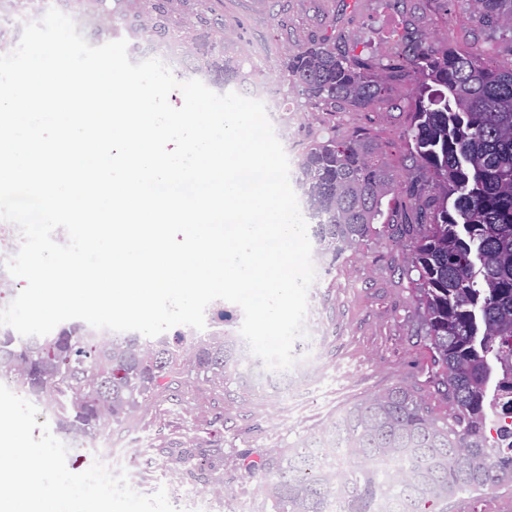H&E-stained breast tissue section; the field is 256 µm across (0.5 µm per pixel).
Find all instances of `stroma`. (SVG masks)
I'll return each instance as SVG.
<instances>
[{
  "label": "stroma",
  "mask_w": 512,
  "mask_h": 512,
  "mask_svg": "<svg viewBox=\"0 0 512 512\" xmlns=\"http://www.w3.org/2000/svg\"><path fill=\"white\" fill-rule=\"evenodd\" d=\"M224 37L243 79L210 89L232 91L263 103H292L288 112L269 119L290 164V183L306 202L299 164L311 134L335 129L337 136L359 133L382 147L393 175L394 214L409 207L410 190L434 193L436 186L422 164L409 158L405 133L413 113L417 79L391 81L377 109L346 107L333 112L294 105V92L281 79L289 47L329 38L339 53L394 56L415 42L431 43L436 53L448 47L473 52L493 47L495 64H512V33L479 24L470 0H219ZM137 60L157 58L180 80L195 78L183 42L148 33L139 41ZM417 236L400 223L339 255L312 246L321 281L308 292L306 337L296 349L293 367L268 370L262 361L241 357L239 372L249 384L226 383L224 404L210 414L207 439L223 449L224 465L195 480L184 477L168 486L179 512H273L264 476L269 460L291 454L302 442L321 437L355 405L395 388L410 391L426 414L443 420L454 412L445 394L446 369L438 363L426 336L420 292L410 259ZM179 395L146 403L133 425H112L93 436L56 431L68 447L69 470L85 471L99 448H133L153 438L156 448L171 439L158 420L164 412L187 406ZM447 512H512V483L463 488L448 499Z\"/></svg>",
  "instance_id": "1"
}]
</instances>
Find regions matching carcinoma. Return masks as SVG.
Returning <instances> with one entry per match:
<instances>
[{"instance_id":"carcinoma-1","label":"carcinoma","mask_w":512,"mask_h":512,"mask_svg":"<svg viewBox=\"0 0 512 512\" xmlns=\"http://www.w3.org/2000/svg\"><path fill=\"white\" fill-rule=\"evenodd\" d=\"M113 0V25L95 36L136 46L132 2ZM482 23L512 31V0H472ZM154 32H174L196 50L195 69L224 55V18L212 0H166ZM419 73L414 122L405 138L413 159L442 183V196L409 193L419 233L411 270L425 309L427 337L448 370L455 416L443 425L403 389L346 411L334 424L336 457L326 465L314 442L279 457L265 487L275 512H446L461 488L512 480V443L489 442L488 414H512V398L487 399L493 364L503 363L512 338V66L453 49L438 56L429 44L407 46L388 63L337 54L326 41L288 50L282 78L304 105L371 107L387 82ZM316 234L332 253L377 232L390 174L379 147L362 135L314 138L301 163ZM0 364L18 388L52 408L58 428L93 435L135 420L141 406L184 386L203 413L224 403V381L236 372L235 343L226 337L116 336L110 345L84 338L72 324L24 341L0 334ZM197 459L191 475L224 465L221 448H176Z\"/></svg>"}]
</instances>
